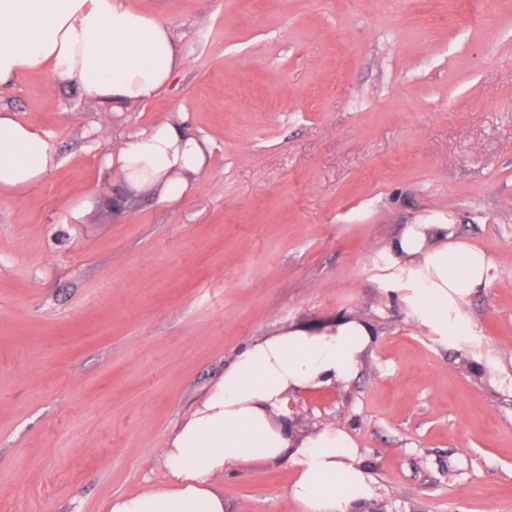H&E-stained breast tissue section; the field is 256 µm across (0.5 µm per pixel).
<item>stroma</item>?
I'll return each instance as SVG.
<instances>
[{
	"label": "stroma",
	"instance_id": "obj_1",
	"mask_svg": "<svg viewBox=\"0 0 512 512\" xmlns=\"http://www.w3.org/2000/svg\"><path fill=\"white\" fill-rule=\"evenodd\" d=\"M184 57L111 108L50 75L0 87L60 164L0 195V512H107L164 486V450L248 344L353 313L350 383L290 397L350 432L361 512H512V0H131ZM204 139L192 193L104 165L161 122ZM452 223L499 276L443 343L377 288L411 224ZM289 463L217 479L225 512H303Z\"/></svg>",
	"mask_w": 512,
	"mask_h": 512
}]
</instances>
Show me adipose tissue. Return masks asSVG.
<instances>
[{"label": "adipose tissue", "instance_id": "1", "mask_svg": "<svg viewBox=\"0 0 512 512\" xmlns=\"http://www.w3.org/2000/svg\"><path fill=\"white\" fill-rule=\"evenodd\" d=\"M181 62L169 27L131 0H0V84L46 73L96 102L141 103L166 88ZM104 162L131 192L155 191L173 203L191 191L205 146L167 122L134 132ZM56 165L40 133L0 111V194L25 192ZM387 257L378 288L444 337L468 335V297L498 276L493 260L448 223L410 225ZM375 341L371 322L347 315L329 329H286L252 343L172 435L170 487L113 498L109 512H224L214 481L248 459L288 460L297 471L289 495L303 512H359L374 487L350 433L333 426L298 433L286 408L291 395L356 378Z\"/></svg>", "mask_w": 512, "mask_h": 512}]
</instances>
